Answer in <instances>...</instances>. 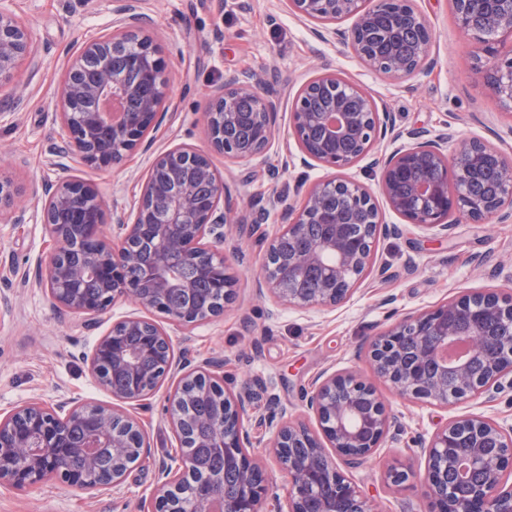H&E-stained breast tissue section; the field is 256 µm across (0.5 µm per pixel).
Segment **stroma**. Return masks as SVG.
I'll return each instance as SVG.
<instances>
[{"label": "stroma", "instance_id": "stroma-1", "mask_svg": "<svg viewBox=\"0 0 512 512\" xmlns=\"http://www.w3.org/2000/svg\"><path fill=\"white\" fill-rule=\"evenodd\" d=\"M428 20L433 53L424 72L403 83L362 67L342 46L320 40L317 22L301 19L285 0H143L152 18L145 28L164 67L174 76L164 120L148 134L150 150H137L118 166L97 167L56 157L62 130L56 100L67 59L87 41L107 33L111 0H0L32 36V53L11 78L0 81V176L19 193L0 206V411L41 399L77 398L111 403L96 386L86 355L97 336L80 314L54 309L44 289L33 287L51 242L41 205L49 185L77 178L94 184L108 204L102 231L112 233V207L132 210L154 154L180 145H207L205 113L211 93L226 74L251 71L267 81L280 104L275 139L267 153L249 162L212 154V164L239 207L283 200L266 224L233 225L223 245L235 299L223 316L190 336L174 331L177 350L198 361L224 359V385L266 386L262 411L287 405L306 415L311 383L323 372L354 373L372 380L367 342L391 324L428 311L467 291L512 297V218L486 224L459 219L447 235L421 230L388 207L373 242V270L342 306L294 309L260 292L257 280L268 246L288 223V206L328 173L299 162L289 111L300 87L330 71L363 87L395 129L446 130L454 140L479 139L512 153V115L473 68L472 48L459 30L450 0H415ZM173 380L135 408L149 447L131 464L117 492L53 480L25 491L0 487V512H151L154 490L168 456L178 447L169 427ZM402 429L348 477L376 512H419L427 494L426 456L434 434L455 417L478 414L512 423V388L442 409L389 394L377 383ZM414 473L411 485L385 483L387 468Z\"/></svg>", "mask_w": 512, "mask_h": 512}]
</instances>
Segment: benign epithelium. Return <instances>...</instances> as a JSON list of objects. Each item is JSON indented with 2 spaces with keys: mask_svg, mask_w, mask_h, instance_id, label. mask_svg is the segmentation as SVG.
Wrapping results in <instances>:
<instances>
[{
  "mask_svg": "<svg viewBox=\"0 0 512 512\" xmlns=\"http://www.w3.org/2000/svg\"><path fill=\"white\" fill-rule=\"evenodd\" d=\"M295 14L308 19L351 25L328 35L348 47L375 73L398 81L419 72L433 47L427 20L413 0H286ZM459 25L469 37L477 73L503 102L512 103V0H452ZM150 22L142 0H112V32L86 43L66 68L57 116L63 130L55 153L99 166L121 163L157 126L169 96L172 77L157 50L130 55L121 69L85 70L89 57H103L118 39ZM505 46L509 54L501 53ZM30 34L12 15L0 11V80L8 79L30 54ZM137 75L135 84L126 74ZM328 98L322 112L308 108L306 97ZM252 104L253 148L240 153L224 140V129L241 119L238 105ZM277 101L265 80L254 73L232 74L214 90L205 113L211 150L226 158L250 160L269 149ZM291 123L304 165L321 164L336 173L318 181L289 224L272 239L263 265L266 290L288 306L344 304L371 264V243L340 232L341 218L325 216L323 200L343 193L352 203L349 222L379 227L381 218L370 188L341 171L368 154L377 141L394 133L390 113L379 111L371 95L334 72L309 81L298 93ZM409 143L381 160L379 193L387 206L425 231L448 230V217L460 213L482 223L512 203V156L479 140L448 150L446 132L412 130ZM491 156L502 174L505 192L471 195L464 186L448 191V170L465 182L476 153ZM227 185L213 168L208 152L189 145L157 154L141 184L133 215L117 212L112 239L101 232L103 201L81 180H65L48 193L42 208L53 246L45 277L36 286L47 291L61 312L99 315L119 300L141 309L164 310L173 291L191 293L185 270L206 273L221 307L196 313L190 308L167 313L176 326L196 327L224 313L233 300L236 279L228 272L224 243L229 228L240 223L238 209L225 202ZM326 219V234L305 239L307 225ZM323 272L320 288L306 293L300 284L309 270ZM512 322V304L494 293L463 294L429 311L408 317L374 337L368 357L373 372L403 397L448 407L498 387L512 375V341L501 348L487 339L489 329ZM484 362L481 375L472 362ZM95 382L112 393L114 404L75 400L49 405L31 400L0 418V487L22 490L59 479L84 488L118 490L130 461L148 448L138 417L130 407L153 395L175 366L172 336L160 324L136 313L112 323L94 341L87 357ZM224 359L209 357L182 372L170 392V423L181 452L171 456L154 494V512H183L177 497L180 479L193 481L192 512H370L366 500L340 471L371 456L397 426L382 397L353 374H322L312 383L308 406L319 425L288 416L259 412L250 391H223ZM214 398L206 423L211 435L194 441L199 419L183 410L187 401ZM84 431V465H73L69 431ZM266 430L269 456L290 478L288 496L269 493L265 469L248 453L260 442L254 431ZM224 450V466L237 477L232 494L218 476L195 480L194 445ZM112 449V470L97 467L98 449ZM426 512H512V424L480 415L452 420L430 441ZM413 473L390 467L387 482L406 485Z\"/></svg>",
  "mask_w": 512,
  "mask_h": 512,
  "instance_id": "1",
  "label": "benign epithelium"
}]
</instances>
